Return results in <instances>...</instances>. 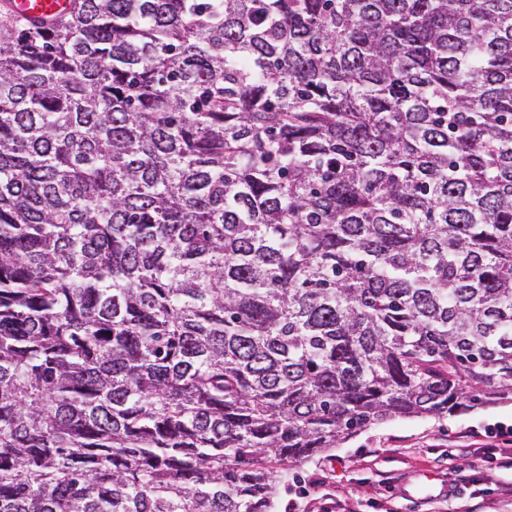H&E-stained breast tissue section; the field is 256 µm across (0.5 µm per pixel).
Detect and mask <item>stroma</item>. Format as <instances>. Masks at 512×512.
Here are the masks:
<instances>
[{
	"instance_id": "obj_1",
	"label": "stroma",
	"mask_w": 512,
	"mask_h": 512,
	"mask_svg": "<svg viewBox=\"0 0 512 512\" xmlns=\"http://www.w3.org/2000/svg\"><path fill=\"white\" fill-rule=\"evenodd\" d=\"M275 512H512V402L361 432L291 467Z\"/></svg>"
}]
</instances>
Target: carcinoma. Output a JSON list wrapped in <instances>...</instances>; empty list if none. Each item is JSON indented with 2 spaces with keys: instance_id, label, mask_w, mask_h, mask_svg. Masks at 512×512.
Returning <instances> with one entry per match:
<instances>
[{
  "instance_id": "cac0c4a2",
  "label": "carcinoma",
  "mask_w": 512,
  "mask_h": 512,
  "mask_svg": "<svg viewBox=\"0 0 512 512\" xmlns=\"http://www.w3.org/2000/svg\"><path fill=\"white\" fill-rule=\"evenodd\" d=\"M512 402V0L0 14V512H274Z\"/></svg>"
}]
</instances>
